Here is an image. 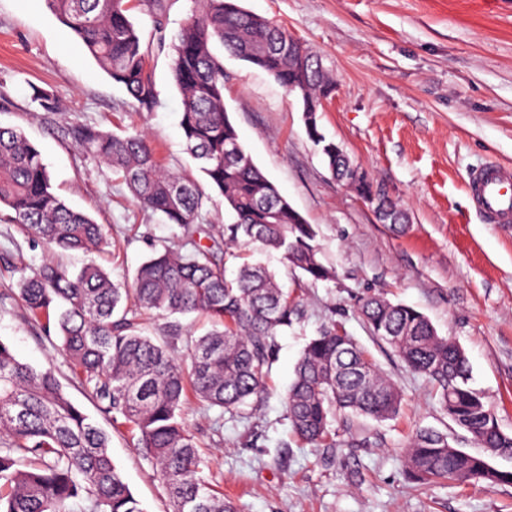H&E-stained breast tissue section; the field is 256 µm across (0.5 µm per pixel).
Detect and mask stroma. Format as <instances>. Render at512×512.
Here are the masks:
<instances>
[{
  "label": "stroma",
  "mask_w": 512,
  "mask_h": 512,
  "mask_svg": "<svg viewBox=\"0 0 512 512\" xmlns=\"http://www.w3.org/2000/svg\"><path fill=\"white\" fill-rule=\"evenodd\" d=\"M322 56L336 93L319 114L323 133L367 170L375 189L408 215L401 230L379 223L371 205L329 173L310 141L300 102L269 73L224 58V103L240 141L282 195L313 224L329 281L311 282L275 252L240 247L227 272L262 262L298 296L303 314L277 338L260 397L230 415L189 399L184 417L206 460L205 476L237 512H512V484L414 486L402 449L422 427L454 447L478 446L439 403L437 388L375 340L357 312L381 293L425 314L439 335L465 350L471 384L512 434V224H488L468 194L471 172L512 166V0H241ZM161 107L138 112L41 0H0V125L19 127L42 153L56 193L103 224L104 252L92 259L113 280L132 282L154 251L182 241V229L143 212L111 169L53 132L30 99L49 90L60 120L121 133L138 129L159 163L195 173L179 126L180 94L168 54L155 60ZM47 249L0 223V340L36 367L50 366L64 391L108 429L110 454L144 512H170L163 481L125 428L101 414L61 350L26 317L17 282ZM73 252L67 263L81 266ZM341 323L402 393L398 416L360 420L369 444L313 448L290 431L283 397L307 339Z\"/></svg>",
  "instance_id": "stroma-1"
}]
</instances>
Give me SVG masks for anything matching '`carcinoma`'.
I'll return each mask as SVG.
<instances>
[{
	"label": "carcinoma",
	"instance_id": "obj_1",
	"mask_svg": "<svg viewBox=\"0 0 512 512\" xmlns=\"http://www.w3.org/2000/svg\"><path fill=\"white\" fill-rule=\"evenodd\" d=\"M42 2L125 88L132 108L156 110L153 60L165 43L161 36L144 39L131 16V0ZM198 2L172 45L171 73L181 96L187 150L233 216L224 225V242L256 244L279 253L287 267L313 282L331 280L335 273L318 257L314 226L239 140L224 105V58L217 48L265 70L301 99L308 136L330 173L367 201L380 223H405L403 211L374 192L368 173L319 129L317 113L336 90L332 69L239 0ZM32 100L49 114L62 111L45 90H34ZM58 133L120 174L142 210L179 225L183 242L154 251L130 288L97 264L71 271L60 256L105 249L103 225L65 204L53 190L40 150L20 129L0 125V222L19 225L53 251V258L18 284L28 319L45 336L61 340L100 412L136 438L165 483L172 512H236L203 476L205 460L185 424L184 403L191 393L233 413L261 395L276 337L300 319V300L260 264L226 277L212 248L195 238L209 196L195 179L163 170L145 134L71 122ZM142 310L170 319L167 339L143 333ZM190 314L207 316L214 329L190 339L181 357L175 343L182 329L174 317ZM359 314L405 367L436 385L445 412L484 449L465 452L451 445L448 434L422 428L404 451L407 478L418 486L512 484V469L490 463L496 457L512 460V434L500 429L484 396L470 386L464 349L439 335L421 312L379 293L362 299ZM401 402L400 390L372 356L334 321L306 342L284 396L294 436L327 448L349 446L336 439L337 421L349 428L352 418L392 420ZM0 512H143L112 460L108 434L68 398L52 368L20 361L2 340Z\"/></svg>",
	"mask_w": 512,
	"mask_h": 512
}]
</instances>
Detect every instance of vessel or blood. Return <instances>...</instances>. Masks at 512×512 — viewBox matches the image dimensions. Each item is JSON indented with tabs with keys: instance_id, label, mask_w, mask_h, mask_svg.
Masks as SVG:
<instances>
[{
	"instance_id": "1",
	"label": "vessel or blood",
	"mask_w": 512,
	"mask_h": 512,
	"mask_svg": "<svg viewBox=\"0 0 512 512\" xmlns=\"http://www.w3.org/2000/svg\"><path fill=\"white\" fill-rule=\"evenodd\" d=\"M472 201L492 224L512 222V168L499 164L474 173L469 179Z\"/></svg>"
}]
</instances>
